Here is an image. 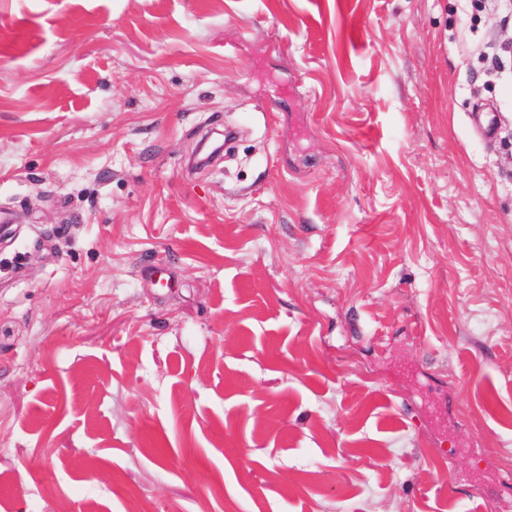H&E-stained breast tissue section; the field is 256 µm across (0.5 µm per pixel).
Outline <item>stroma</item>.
Masks as SVG:
<instances>
[{"mask_svg": "<svg viewBox=\"0 0 512 512\" xmlns=\"http://www.w3.org/2000/svg\"><path fill=\"white\" fill-rule=\"evenodd\" d=\"M498 8L0 0V512H512Z\"/></svg>", "mask_w": 512, "mask_h": 512, "instance_id": "obj_1", "label": "stroma"}]
</instances>
